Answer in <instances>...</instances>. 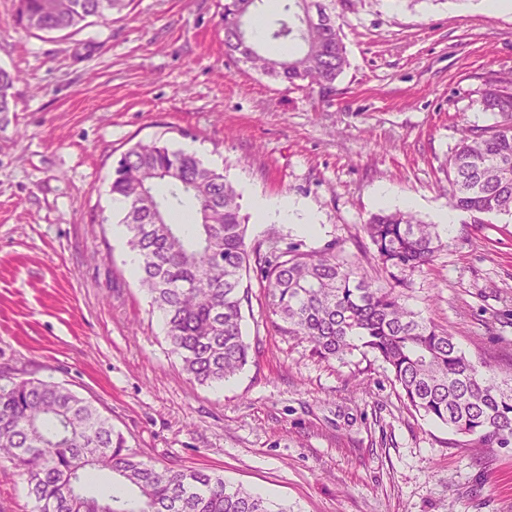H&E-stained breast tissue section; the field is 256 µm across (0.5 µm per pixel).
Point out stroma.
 <instances>
[{
  "instance_id": "1",
  "label": "stroma",
  "mask_w": 512,
  "mask_h": 512,
  "mask_svg": "<svg viewBox=\"0 0 512 512\" xmlns=\"http://www.w3.org/2000/svg\"><path fill=\"white\" fill-rule=\"evenodd\" d=\"M0 0V378L61 382L157 466L207 468L287 512H512V445L465 448L406 406L381 361H323L268 318L251 276L250 362L221 385L182 372L116 238L112 169L156 141L223 171L240 193L317 218L249 224V243H339L373 271L361 226L390 209L438 223L463 128L494 121L488 81L512 76V14L462 0H352L348 64L331 88L292 86L224 53V0H130L68 34L16 27ZM409 305L482 370L512 379V218L442 230Z\"/></svg>"
}]
</instances>
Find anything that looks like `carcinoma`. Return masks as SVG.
Listing matches in <instances>:
<instances>
[{"label":"carcinoma","mask_w":512,"mask_h":512,"mask_svg":"<svg viewBox=\"0 0 512 512\" xmlns=\"http://www.w3.org/2000/svg\"><path fill=\"white\" fill-rule=\"evenodd\" d=\"M15 24L63 32L89 18L106 20L126 0H17ZM264 0H224V50L282 82L325 89L347 66L336 7L324 0H282L265 20ZM290 46L272 54L254 38ZM18 75L0 68V112L13 111ZM482 110L495 122L467 126L448 159L452 209L480 220L512 217V81L486 84ZM112 196L139 259L138 279L161 315L171 353L200 384H222L249 362L243 331L244 276L254 267L275 326L306 341L312 354L339 362L367 355L389 369L407 405L482 448L512 443V382L480 371L448 332L412 309L414 277L449 246L437 226L410 211L372 214L362 225L384 282L319 252L247 243L239 194L196 154L139 142L117 161ZM0 459L24 477L35 512H288L262 494L232 487L197 468H158L138 458L89 400L59 382L10 378L0 383ZM106 478L92 490L89 472Z\"/></svg>","instance_id":"obj_1"}]
</instances>
